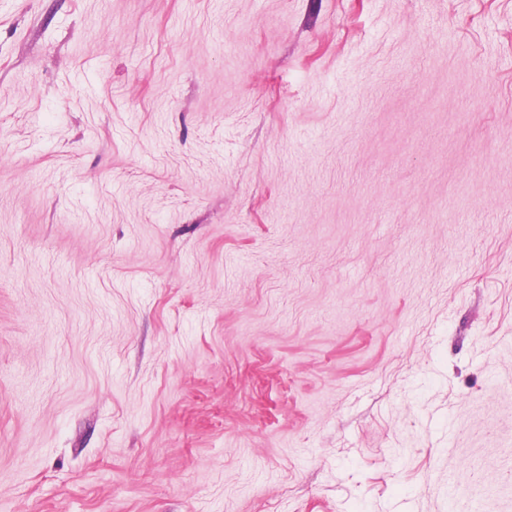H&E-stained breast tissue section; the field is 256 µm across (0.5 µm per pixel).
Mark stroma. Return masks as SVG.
Here are the masks:
<instances>
[{"instance_id": "stroma-1", "label": "stroma", "mask_w": 512, "mask_h": 512, "mask_svg": "<svg viewBox=\"0 0 512 512\" xmlns=\"http://www.w3.org/2000/svg\"><path fill=\"white\" fill-rule=\"evenodd\" d=\"M512 512V0H0V512Z\"/></svg>"}]
</instances>
